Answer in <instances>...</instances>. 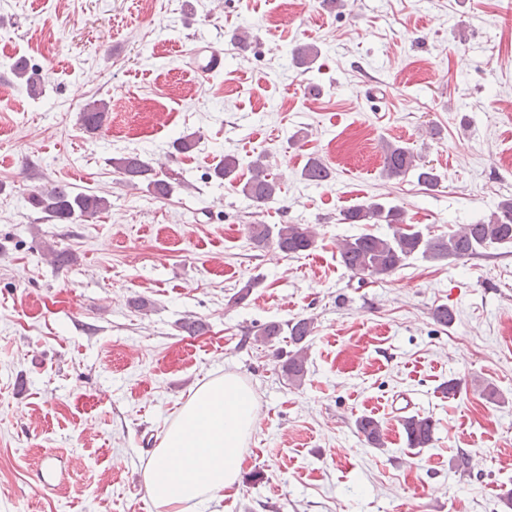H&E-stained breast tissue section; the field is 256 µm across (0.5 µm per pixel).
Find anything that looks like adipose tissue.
I'll return each mask as SVG.
<instances>
[{
    "label": "adipose tissue",
    "mask_w": 512,
    "mask_h": 512,
    "mask_svg": "<svg viewBox=\"0 0 512 512\" xmlns=\"http://www.w3.org/2000/svg\"><path fill=\"white\" fill-rule=\"evenodd\" d=\"M253 427L251 387L233 375L200 386L144 472L145 491L158 512H190L237 486Z\"/></svg>",
    "instance_id": "adipose-tissue-1"
}]
</instances>
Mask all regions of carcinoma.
Here are the masks:
<instances>
[{"label": "carcinoma", "mask_w": 512, "mask_h": 512, "mask_svg": "<svg viewBox=\"0 0 512 512\" xmlns=\"http://www.w3.org/2000/svg\"><path fill=\"white\" fill-rule=\"evenodd\" d=\"M319 49L314 44L297 47L293 60L297 64L309 66L317 59ZM107 102L101 100L88 105L83 111L84 126L95 131L101 127ZM383 175L390 179L416 177L417 184L435 187L440 175L424 162L414 150L399 142H385L382 146ZM116 171L133 182H147L153 192L165 198L173 191V185H185L179 181L172 183L174 177L156 170L150 163L137 156L121 157L112 161ZM240 166L239 159L226 154L213 168L212 177L220 182L233 181ZM251 175L241 185L240 192L258 205L275 200L280 187L268 172L263 160L256 159L250 164ZM301 176L315 185H321L331 179L329 167L318 158H311L305 164ZM30 205L45 214L46 217L64 223L92 219L110 207L108 199L102 195L77 192L68 185H57L49 190L29 197ZM345 224H385L392 233L378 236L372 233L354 235L342 240L339 245L341 263L358 281L383 279L407 265L412 257L419 255L427 260L465 259L480 254V250L492 244L512 243V199L501 201L496 210L475 223L462 224L448 235L426 237L419 231L403 228L406 223L401 207L390 205L376 199H368L340 213ZM250 240L258 247L273 244L286 254H303L316 245L315 235L301 224H254L251 226ZM314 329L313 321L308 318L290 320L285 324L270 323L258 329V335L271 339L288 333V339L296 350L288 356L284 372L293 384H299L307 372L306 338ZM410 448H426L431 445L434 436L433 420L426 416H406L400 420ZM358 432L372 448L384 447L381 423L372 417H363L357 422Z\"/></svg>", "instance_id": "1"}]
</instances>
